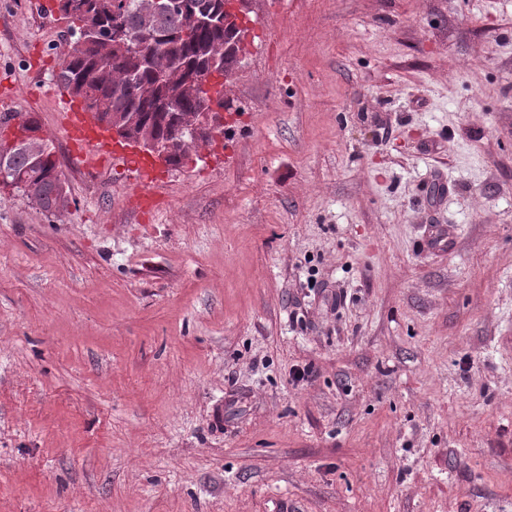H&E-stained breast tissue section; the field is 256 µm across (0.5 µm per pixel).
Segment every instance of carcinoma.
Masks as SVG:
<instances>
[{
  "instance_id": "cac0c4a2",
  "label": "carcinoma",
  "mask_w": 512,
  "mask_h": 512,
  "mask_svg": "<svg viewBox=\"0 0 512 512\" xmlns=\"http://www.w3.org/2000/svg\"><path fill=\"white\" fill-rule=\"evenodd\" d=\"M71 29L83 23L94 39L73 46L57 75L73 98L84 100V110L103 114L130 112L137 116L133 132L145 140H173L182 116L201 107L194 82L213 55L224 48L229 34L222 23L201 24L216 17L224 0H159L151 14L156 34L152 43L142 38L146 12L153 0H60ZM5 176L0 183L16 187L44 212L59 210L56 181L62 178L55 152L32 154L25 146L7 148L0 142Z\"/></svg>"
}]
</instances>
